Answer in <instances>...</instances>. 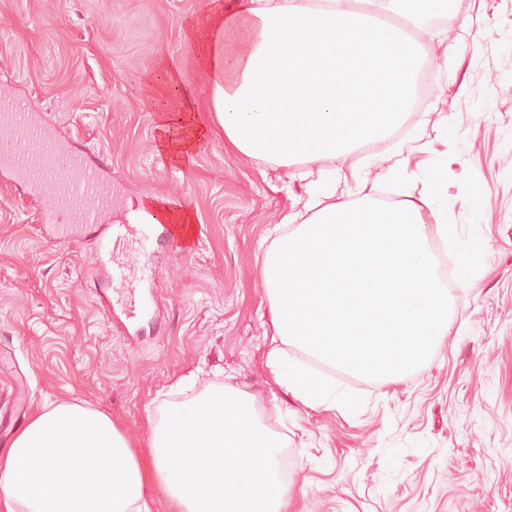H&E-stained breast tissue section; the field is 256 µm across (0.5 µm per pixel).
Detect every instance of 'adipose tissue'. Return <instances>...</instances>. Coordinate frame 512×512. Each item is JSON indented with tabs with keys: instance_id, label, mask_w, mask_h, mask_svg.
Here are the masks:
<instances>
[{
	"instance_id": "1",
	"label": "adipose tissue",
	"mask_w": 512,
	"mask_h": 512,
	"mask_svg": "<svg viewBox=\"0 0 512 512\" xmlns=\"http://www.w3.org/2000/svg\"><path fill=\"white\" fill-rule=\"evenodd\" d=\"M211 0L188 31L207 106L162 99L161 150L188 160L205 135L226 150L280 168L316 165V193L282 219L288 233L266 251L261 278L272 336L266 366L278 388L304 405L335 406L330 382L289 358L303 348L324 361L392 380L424 362L448 331L447 289L435 273L428 235L455 238L433 172L407 173L400 150L351 162L408 120L418 81V44L372 22L382 8L405 22L432 0ZM351 163L341 175L337 161ZM398 180L403 200L373 205L372 173ZM279 438L257 399L231 386L206 387L150 425L135 447L97 410L60 402L35 408L0 448V512H153V486L168 512H283L289 486Z\"/></svg>"
}]
</instances>
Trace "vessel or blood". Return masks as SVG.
<instances>
[{"instance_id":"1","label":"vessel or blood","mask_w":512,"mask_h":512,"mask_svg":"<svg viewBox=\"0 0 512 512\" xmlns=\"http://www.w3.org/2000/svg\"><path fill=\"white\" fill-rule=\"evenodd\" d=\"M0 120L13 129L12 138L0 145V167L33 192H53L60 197L56 208L43 216L46 229L56 237L73 238L89 225L110 219L117 195L111 182L84 154L57 140L27 112H13ZM155 238L168 240L179 251L191 252L200 243L201 229L195 224L160 223L155 210L147 208L129 236L99 241L100 254L112 259L116 300L132 318L144 316L151 308L150 301L131 287L142 267L138 260H118L114 254L119 247L132 243L139 257L146 255L148 243Z\"/></svg>"}]
</instances>
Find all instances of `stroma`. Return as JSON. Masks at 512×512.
<instances>
[{
    "label": "stroma",
    "mask_w": 512,
    "mask_h": 512,
    "mask_svg": "<svg viewBox=\"0 0 512 512\" xmlns=\"http://www.w3.org/2000/svg\"><path fill=\"white\" fill-rule=\"evenodd\" d=\"M209 0H0V89L62 140L102 163L119 194L116 224L144 197L188 205L202 229L191 253L157 242L143 285L153 320L107 309L105 226L58 241L42 234L51 196L0 170V448L43 403L99 410L137 447L149 419L193 398L196 369L260 401L283 440L285 512H512V0H454L449 26L416 25L436 84L424 111L373 149L409 138V170L440 177L448 221L479 243L474 282L452 295L448 334L395 381L333 368L336 406L284 394L260 277L268 228L303 202L308 179L226 153L214 136L188 167L158 153L146 98L169 63L181 94L207 100L186 34ZM448 115V133L428 122Z\"/></svg>",
    "instance_id": "1"
}]
</instances>
